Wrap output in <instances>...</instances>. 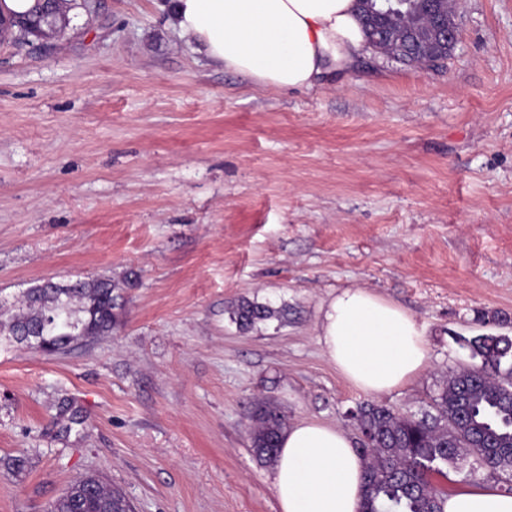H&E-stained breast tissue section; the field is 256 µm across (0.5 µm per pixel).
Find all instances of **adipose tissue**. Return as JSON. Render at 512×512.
<instances>
[{
	"label": "adipose tissue",
	"mask_w": 512,
	"mask_h": 512,
	"mask_svg": "<svg viewBox=\"0 0 512 512\" xmlns=\"http://www.w3.org/2000/svg\"><path fill=\"white\" fill-rule=\"evenodd\" d=\"M169 24L224 70L263 87L312 88L345 76L367 42L356 0H170ZM317 332L355 388L399 389L427 364L414 316L365 288L322 307ZM365 463L348 434L320 422L288 426L272 474L280 512H359ZM444 512H512V495L484 485L449 494Z\"/></svg>",
	"instance_id": "1"
}]
</instances>
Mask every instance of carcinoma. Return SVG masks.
I'll use <instances>...</instances> for the list:
<instances>
[{"label": "carcinoma", "mask_w": 512, "mask_h": 512, "mask_svg": "<svg viewBox=\"0 0 512 512\" xmlns=\"http://www.w3.org/2000/svg\"><path fill=\"white\" fill-rule=\"evenodd\" d=\"M57 3L40 0L35 9L19 16L12 33L0 35L8 45L21 38L59 37L65 25L56 21ZM388 41L400 48L412 34L429 33L430 14L425 0H401L398 10L377 16ZM446 55L424 45L403 54V61L427 66ZM119 285L110 278L78 280L72 284H40L27 290L22 306L0 320V336L15 341V333L28 331L46 346V353H61L87 336L112 333L119 308ZM277 315L268 305L241 301L234 320L242 329ZM469 368L448 376L433 397L436 414L416 417L387 405L363 403L355 412L358 429L372 433V447L361 448L366 461L360 512H444L447 495L431 483V473L460 457L474 454L477 467L512 475V338L478 335L465 339ZM284 416L276 408L262 407L252 416L251 447L256 457L274 463ZM131 509L120 490L98 476H86L70 485L49 512H127Z\"/></svg>", "instance_id": "cac0c4a2"}]
</instances>
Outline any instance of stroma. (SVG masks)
I'll return each instance as SVG.
<instances>
[{"label":"stroma","instance_id":"obj_1","mask_svg":"<svg viewBox=\"0 0 512 512\" xmlns=\"http://www.w3.org/2000/svg\"><path fill=\"white\" fill-rule=\"evenodd\" d=\"M91 3L0 46V296L109 277L121 306L63 354L0 341V512L86 475L135 512H278L258 406L361 442L369 395L316 333L336 292L414 315L427 367L377 400L418 416L470 364L458 337H512V0H455L440 69L369 50L290 91L196 53L165 0ZM243 300L287 315L240 330ZM435 481L512 493L466 463Z\"/></svg>","mask_w":512,"mask_h":512}]
</instances>
